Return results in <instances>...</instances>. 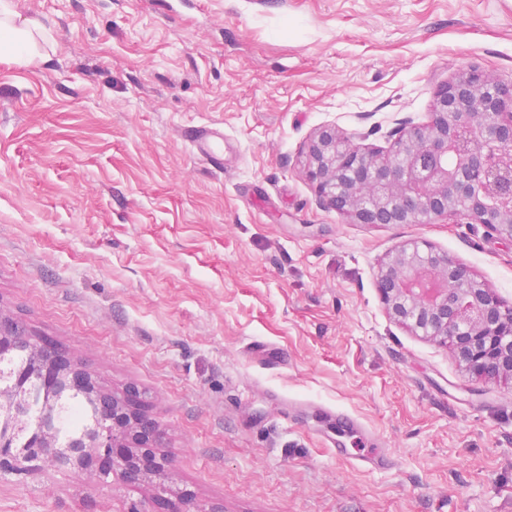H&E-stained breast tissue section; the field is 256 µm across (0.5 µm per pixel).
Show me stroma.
<instances>
[{
  "label": "stroma",
  "mask_w": 512,
  "mask_h": 512,
  "mask_svg": "<svg viewBox=\"0 0 512 512\" xmlns=\"http://www.w3.org/2000/svg\"><path fill=\"white\" fill-rule=\"evenodd\" d=\"M13 5L52 42L47 64L0 61V309L114 393L136 386L171 462L137 489L0 480V512H128L162 488L224 512H512V382L397 324L376 285L419 239L512 306V241L349 223L302 156L326 125L388 145L468 66L512 81V0ZM191 124L223 128V171ZM381 450L391 469L362 465Z\"/></svg>",
  "instance_id": "obj_1"
}]
</instances>
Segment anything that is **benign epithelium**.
Returning a JSON list of instances; mask_svg holds the SVG:
<instances>
[{"instance_id":"7a95c632","label":"benign epithelium","mask_w":512,"mask_h":512,"mask_svg":"<svg viewBox=\"0 0 512 512\" xmlns=\"http://www.w3.org/2000/svg\"><path fill=\"white\" fill-rule=\"evenodd\" d=\"M335 126L318 129L305 147L306 177L327 205L352 224H425L465 217L512 241V82L471 66L439 84L430 120L399 122L387 149L355 142ZM456 164L448 166V157ZM377 287L391 318L450 347L470 373L512 380V308L492 287L447 252L410 241L381 264ZM17 351L27 364L0 386V415H26L40 388L87 394L102 422L96 434L58 445L51 407L25 446L0 428V478L29 475L46 463L61 473H92L107 484L118 476L139 486L165 471V432L139 390L116 395L48 337L0 312V364ZM151 512H201L191 493L153 498Z\"/></svg>"}]
</instances>
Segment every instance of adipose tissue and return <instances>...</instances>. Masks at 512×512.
<instances>
[{
	"label": "adipose tissue",
	"instance_id": "1",
	"mask_svg": "<svg viewBox=\"0 0 512 512\" xmlns=\"http://www.w3.org/2000/svg\"><path fill=\"white\" fill-rule=\"evenodd\" d=\"M46 26L37 19L16 20L9 0H0V59L24 65L47 62L38 42L47 38Z\"/></svg>",
	"mask_w": 512,
	"mask_h": 512
}]
</instances>
